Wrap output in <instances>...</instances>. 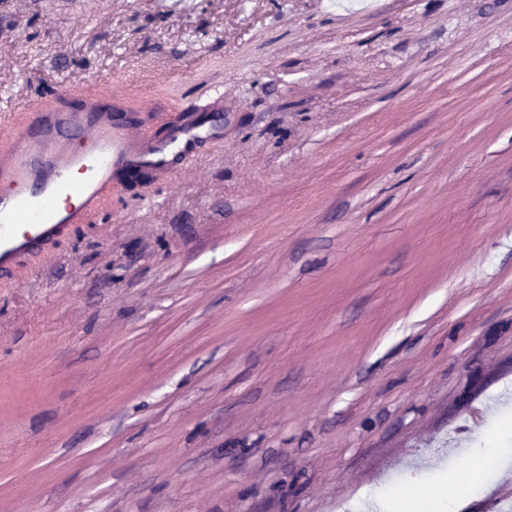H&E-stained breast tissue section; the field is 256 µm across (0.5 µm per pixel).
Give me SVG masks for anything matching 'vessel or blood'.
Returning <instances> with one entry per match:
<instances>
[{"mask_svg": "<svg viewBox=\"0 0 512 512\" xmlns=\"http://www.w3.org/2000/svg\"><path fill=\"white\" fill-rule=\"evenodd\" d=\"M76 98L39 104L19 121L0 115V278L88 223L119 175L170 173L223 133L213 115L172 126L162 138H134L112 100L90 92Z\"/></svg>", "mask_w": 512, "mask_h": 512, "instance_id": "vessel-or-blood-1", "label": "vessel or blood"}]
</instances>
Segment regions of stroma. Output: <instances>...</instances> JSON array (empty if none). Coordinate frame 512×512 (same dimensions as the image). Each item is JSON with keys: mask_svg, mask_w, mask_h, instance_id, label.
I'll return each instance as SVG.
<instances>
[{"mask_svg": "<svg viewBox=\"0 0 512 512\" xmlns=\"http://www.w3.org/2000/svg\"><path fill=\"white\" fill-rule=\"evenodd\" d=\"M222 139L0 280V512H342L512 439V0H0V112Z\"/></svg>", "mask_w": 512, "mask_h": 512, "instance_id": "1", "label": "stroma"}]
</instances>
